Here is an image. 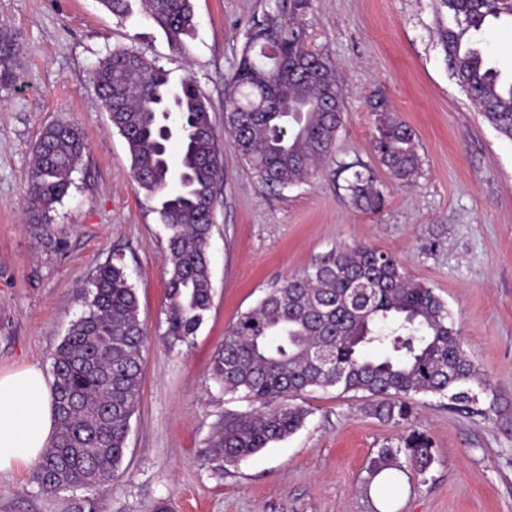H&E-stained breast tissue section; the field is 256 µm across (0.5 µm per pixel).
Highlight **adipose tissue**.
Listing matches in <instances>:
<instances>
[{
	"label": "adipose tissue",
	"instance_id": "obj_1",
	"mask_svg": "<svg viewBox=\"0 0 512 512\" xmlns=\"http://www.w3.org/2000/svg\"><path fill=\"white\" fill-rule=\"evenodd\" d=\"M56 432L53 393L35 368L0 374V472L35 463Z\"/></svg>",
	"mask_w": 512,
	"mask_h": 512
}]
</instances>
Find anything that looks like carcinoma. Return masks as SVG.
Here are the masks:
<instances>
[{
    "label": "carcinoma",
    "mask_w": 512,
    "mask_h": 512,
    "mask_svg": "<svg viewBox=\"0 0 512 512\" xmlns=\"http://www.w3.org/2000/svg\"><path fill=\"white\" fill-rule=\"evenodd\" d=\"M148 16L180 47L195 30L193 0H143ZM455 25L440 39L457 82L484 118L512 139V81L503 80L473 34L512 18V0H442ZM307 0H274L249 29L228 81L224 121L235 149L260 182L285 188L313 175L328 159L342 126L343 98L332 64L309 50L303 32L285 25V13ZM12 36L0 35V86L16 79ZM168 72L128 47L113 50L95 71V86L111 127L131 156V169L168 231L165 336L187 343L213 300L208 247L213 202L223 177L210 103L186 77L178 94ZM180 142L172 167L168 144ZM87 150L80 128H44L26 190L33 224H43L68 194L72 174ZM375 150L398 180L418 168L415 134L396 120L378 128ZM343 189L371 211L384 205L368 169L341 167ZM147 336L138 299L124 266L102 264L86 297V310L56 349L52 362L57 411L55 439L33 468L45 492L109 483L122 467L130 421L142 386ZM213 376L224 392L257 404L252 412L224 417L214 447L235 466L300 429L308 410L299 403L313 390L336 389L373 398L372 412L402 426L420 394L446 397L454 409L476 401L472 387L491 392L483 417L503 413L502 397L463 347L448 305L415 281L398 261L367 244L339 250L269 289L258 305L224 333L213 358ZM434 463L430 439L413 430L370 461L369 479L390 469L426 474Z\"/></svg>",
    "instance_id": "obj_1"
}]
</instances>
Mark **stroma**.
Segmentation results:
<instances>
[{"label": "stroma", "instance_id": "35a3bbf8", "mask_svg": "<svg viewBox=\"0 0 512 512\" xmlns=\"http://www.w3.org/2000/svg\"><path fill=\"white\" fill-rule=\"evenodd\" d=\"M273 0H194L196 32L177 50L141 9L119 17L99 0H0V34L16 43L15 82L0 88V372L52 357L100 265L120 260L148 336L138 409L120 476L89 490L42 491L31 467L0 472V512H512V427L416 396L410 429L432 442L423 476L369 478L377 448L406 429L371 414L363 394L305 395L309 416L284 441L228 467L213 446L228 413L252 410L213 379L224 332L286 277L367 243L394 255L448 305L466 352L512 401V139L458 85L440 43L452 18L440 0H309L294 14L308 49L327 58L344 95L330 162L283 189L261 183L224 133L226 81L249 28ZM134 47L193 77L211 105L224 176L209 248L213 303L190 343L166 328L167 232L132 175L93 75ZM384 118L415 134L420 165L394 179L373 144ZM79 125L88 151L46 224L26 216L41 129ZM371 170L384 205L356 207L338 166Z\"/></svg>", "mask_w": 512, "mask_h": 512}]
</instances>
